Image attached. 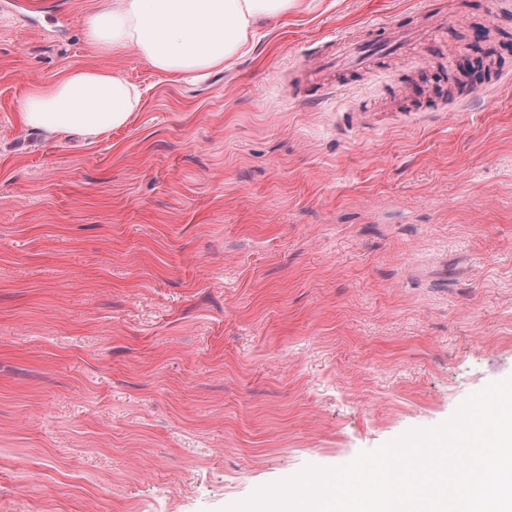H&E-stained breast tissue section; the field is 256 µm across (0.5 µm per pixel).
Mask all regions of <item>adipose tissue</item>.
Segmentation results:
<instances>
[{"instance_id":"adipose-tissue-1","label":"adipose tissue","mask_w":512,"mask_h":512,"mask_svg":"<svg viewBox=\"0 0 512 512\" xmlns=\"http://www.w3.org/2000/svg\"><path fill=\"white\" fill-rule=\"evenodd\" d=\"M295 5L296 0H97L83 25L100 57L133 49L161 73L203 74L247 53L259 24ZM140 102L139 88L103 65L73 69L35 86L22 98L18 116L28 129L95 138L125 126Z\"/></svg>"}]
</instances>
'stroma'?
I'll return each instance as SVG.
<instances>
[{"instance_id":"obj_1","label":"stroma","mask_w":512,"mask_h":512,"mask_svg":"<svg viewBox=\"0 0 512 512\" xmlns=\"http://www.w3.org/2000/svg\"><path fill=\"white\" fill-rule=\"evenodd\" d=\"M94 6L0 0V512H224L512 377V53L447 97L512 0H304L203 77L108 58L127 126L24 128L99 65ZM432 14L306 85L317 46Z\"/></svg>"}]
</instances>
